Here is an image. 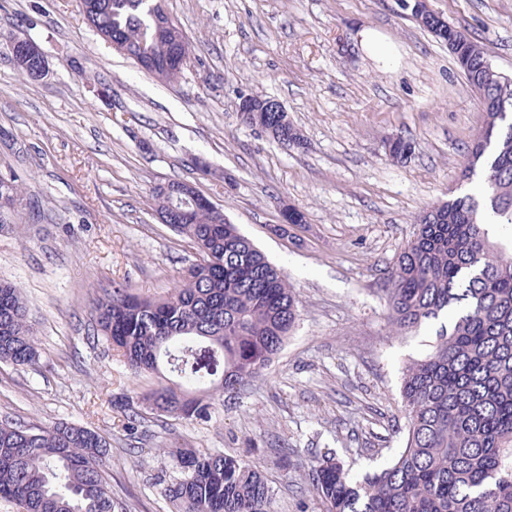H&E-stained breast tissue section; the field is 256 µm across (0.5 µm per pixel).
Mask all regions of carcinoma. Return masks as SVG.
Returning a JSON list of instances; mask_svg holds the SVG:
<instances>
[{
	"instance_id": "1",
	"label": "carcinoma",
	"mask_w": 512,
	"mask_h": 512,
	"mask_svg": "<svg viewBox=\"0 0 512 512\" xmlns=\"http://www.w3.org/2000/svg\"><path fill=\"white\" fill-rule=\"evenodd\" d=\"M90 24L162 82L180 78L185 35L163 0H80ZM407 14L448 44L479 93L486 122L467 150L465 180L484 172L482 200L450 199L419 218L384 292L398 335L456 310L435 349L412 363L401 388L403 443L378 471L354 479L333 455L311 467L324 512H512V246L487 224L512 226V80L447 21ZM247 123L303 147L285 112L252 97ZM412 144L387 145L394 160ZM156 188L163 223L187 238L195 259L165 297L143 298L119 282L97 300L96 332L136 374L158 378L141 397L151 411L209 418L215 393H239L276 355L299 317V299L224 210L202 195L187 204ZM22 190L0 178V224L20 214ZM37 334L21 288L0 281V362L37 363ZM109 439L88 425L0 420V498L24 512H118L107 485ZM179 477L164 495L175 512H274V490L257 466L231 455L165 448Z\"/></svg>"
}]
</instances>
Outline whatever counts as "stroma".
Segmentation results:
<instances>
[{"label":"stroma","instance_id":"1","mask_svg":"<svg viewBox=\"0 0 512 512\" xmlns=\"http://www.w3.org/2000/svg\"><path fill=\"white\" fill-rule=\"evenodd\" d=\"M512 78V0H428ZM194 47L163 83L116 51L76 0H0V174L35 203L0 227V280L19 285L38 334L36 365L0 363V418L90 425L109 437L112 496L127 512H172L169 448L255 464L275 512H321L311 462L335 453L355 476L401 447L406 367L440 324L395 337L383 288L423 212L477 194L462 177L485 114L453 54L396 0H164ZM377 34L390 58L362 43ZM35 42L43 77L17 67ZM279 100L307 142L284 147L237 110ZM412 142L392 160L387 141ZM193 184L282 269L301 300L284 349L208 421L145 412L122 427L154 376L132 373L93 338L92 301L112 282L172 291L193 257L162 224L152 190ZM304 221L276 232L284 209ZM12 54L17 59V66L19 69L29 78H37V71L39 70V61L37 59H32L29 61L27 67L22 66L26 65L27 61L30 57L36 56L40 58L42 61V65L46 70V62L45 57L42 50L32 41H28L24 44H12L11 45Z\"/></svg>","mask_w":512,"mask_h":512}]
</instances>
